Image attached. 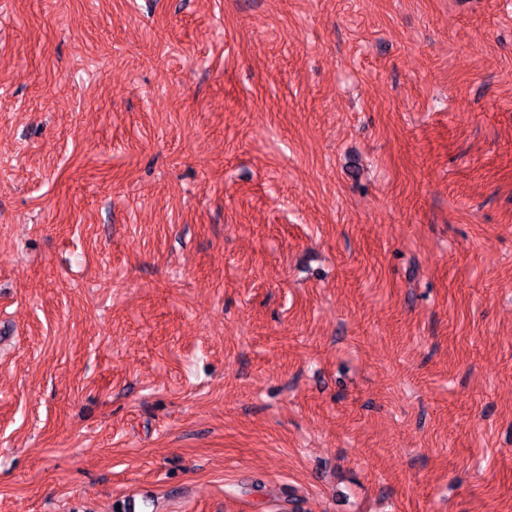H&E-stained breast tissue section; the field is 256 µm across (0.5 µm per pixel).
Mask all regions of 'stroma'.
Returning a JSON list of instances; mask_svg holds the SVG:
<instances>
[{"mask_svg":"<svg viewBox=\"0 0 512 512\" xmlns=\"http://www.w3.org/2000/svg\"><path fill=\"white\" fill-rule=\"evenodd\" d=\"M0 512H512V0H0Z\"/></svg>","mask_w":512,"mask_h":512,"instance_id":"stroma-1","label":"stroma"}]
</instances>
